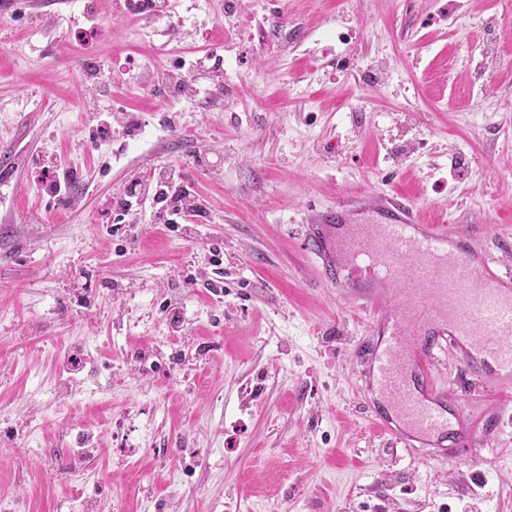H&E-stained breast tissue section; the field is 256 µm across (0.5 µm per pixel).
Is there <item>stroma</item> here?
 <instances>
[{"label": "stroma", "mask_w": 512, "mask_h": 512, "mask_svg": "<svg viewBox=\"0 0 512 512\" xmlns=\"http://www.w3.org/2000/svg\"><path fill=\"white\" fill-rule=\"evenodd\" d=\"M159 3L0 0V512H512V403L442 353L503 430L376 431L304 246L389 194L512 268V0Z\"/></svg>", "instance_id": "stroma-1"}]
</instances>
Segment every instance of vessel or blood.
Listing matches in <instances>:
<instances>
[{
  "instance_id": "obj_1",
  "label": "vessel or blood",
  "mask_w": 512,
  "mask_h": 512,
  "mask_svg": "<svg viewBox=\"0 0 512 512\" xmlns=\"http://www.w3.org/2000/svg\"><path fill=\"white\" fill-rule=\"evenodd\" d=\"M478 233L471 225L448 238L406 201L380 195L339 202L307 235L323 281L381 337L368 374L382 408L371 417L409 451L449 437L463 453L481 440L453 390L434 379L438 352L457 353L483 386L512 384V272L477 255Z\"/></svg>"
}]
</instances>
